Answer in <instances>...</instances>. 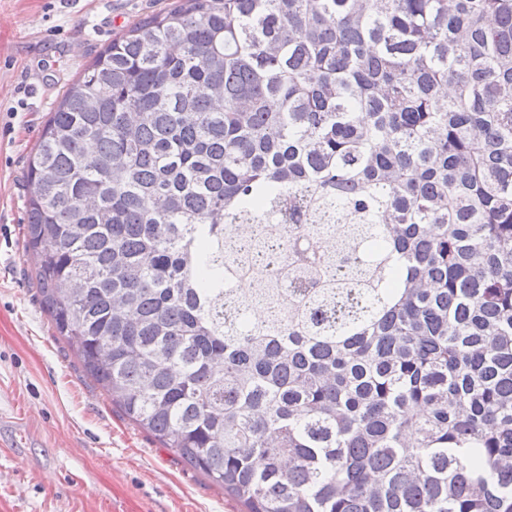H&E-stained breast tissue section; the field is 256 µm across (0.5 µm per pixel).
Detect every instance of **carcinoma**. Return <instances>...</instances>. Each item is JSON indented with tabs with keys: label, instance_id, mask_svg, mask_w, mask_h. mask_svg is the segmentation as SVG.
<instances>
[{
	"label": "carcinoma",
	"instance_id": "obj_1",
	"mask_svg": "<svg viewBox=\"0 0 512 512\" xmlns=\"http://www.w3.org/2000/svg\"><path fill=\"white\" fill-rule=\"evenodd\" d=\"M27 179L55 332L248 512H512V0H179Z\"/></svg>",
	"mask_w": 512,
	"mask_h": 512
}]
</instances>
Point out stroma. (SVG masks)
Wrapping results in <instances>:
<instances>
[{
	"mask_svg": "<svg viewBox=\"0 0 512 512\" xmlns=\"http://www.w3.org/2000/svg\"><path fill=\"white\" fill-rule=\"evenodd\" d=\"M175 0H0V512H244L55 336L25 248L28 159L72 79Z\"/></svg>",
	"mask_w": 512,
	"mask_h": 512,
	"instance_id": "obj_1",
	"label": "stroma"
}]
</instances>
